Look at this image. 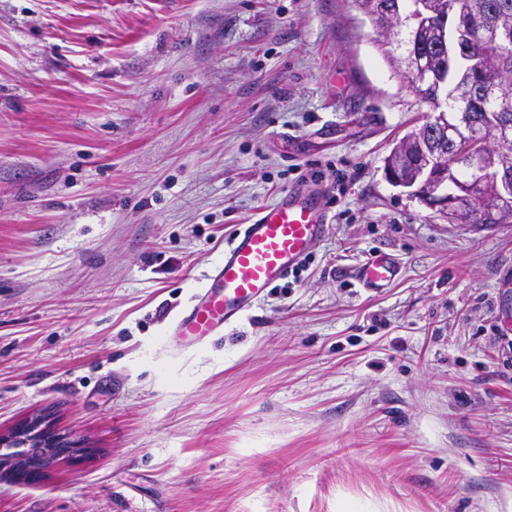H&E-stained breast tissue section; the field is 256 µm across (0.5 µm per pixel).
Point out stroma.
<instances>
[{
	"label": "stroma",
	"instance_id": "1",
	"mask_svg": "<svg viewBox=\"0 0 512 512\" xmlns=\"http://www.w3.org/2000/svg\"><path fill=\"white\" fill-rule=\"evenodd\" d=\"M384 40L354 0H0V436L93 450L0 512H512V224L387 181L430 108ZM330 164L306 268L187 344L237 227ZM400 271V264L392 253L374 250L357 266L354 278L361 288L378 291L392 284Z\"/></svg>",
	"mask_w": 512,
	"mask_h": 512
}]
</instances>
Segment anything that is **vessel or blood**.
<instances>
[{"instance_id": "1", "label": "vessel or blood", "mask_w": 512, "mask_h": 512, "mask_svg": "<svg viewBox=\"0 0 512 512\" xmlns=\"http://www.w3.org/2000/svg\"><path fill=\"white\" fill-rule=\"evenodd\" d=\"M329 210L323 192L306 181L259 209L224 249V258L206 277L203 288L178 315L180 336L198 342L223 331L248 313L274 284L288 279L324 237ZM401 271L390 252L375 250L354 274L360 287H388Z\"/></svg>"}]
</instances>
